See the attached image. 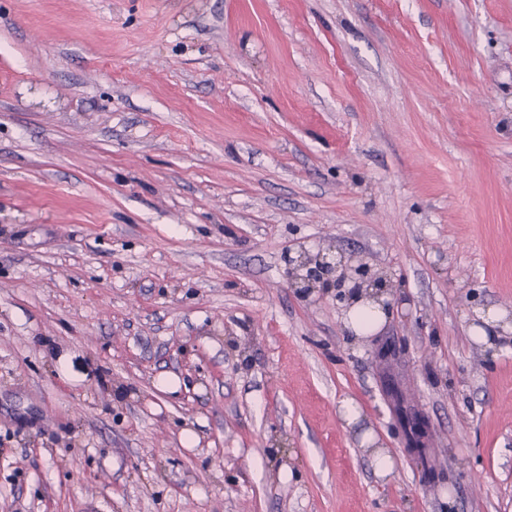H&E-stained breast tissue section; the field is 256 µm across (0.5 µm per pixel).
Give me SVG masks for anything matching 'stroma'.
I'll return each instance as SVG.
<instances>
[{"mask_svg":"<svg viewBox=\"0 0 512 512\" xmlns=\"http://www.w3.org/2000/svg\"><path fill=\"white\" fill-rule=\"evenodd\" d=\"M301 245L400 280L376 334ZM489 306L512 0H0V512H512ZM473 313L475 319L479 320L482 324L476 329L479 341L484 344L487 350L495 354L502 343H499L501 336L497 332L503 330L508 325L506 312L495 307H489L487 309H475Z\"/></svg>","mask_w":512,"mask_h":512,"instance_id":"stroma-1","label":"stroma"}]
</instances>
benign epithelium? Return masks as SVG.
I'll list each match as a JSON object with an SVG mask.
<instances>
[{
    "mask_svg": "<svg viewBox=\"0 0 512 512\" xmlns=\"http://www.w3.org/2000/svg\"><path fill=\"white\" fill-rule=\"evenodd\" d=\"M285 280L287 287L301 288L306 293L334 288L339 301H349L356 294L383 297L387 311L391 308L389 297L399 288L390 275L373 270L367 261L322 249L312 254L304 248L294 256L288 255Z\"/></svg>",
    "mask_w": 512,
    "mask_h": 512,
    "instance_id": "benign-epithelium-1",
    "label": "benign epithelium"
}]
</instances>
